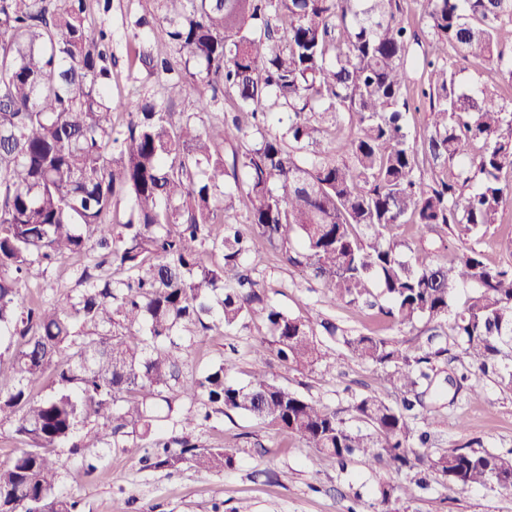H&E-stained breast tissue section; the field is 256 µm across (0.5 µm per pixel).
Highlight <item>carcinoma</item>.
I'll return each mask as SVG.
<instances>
[{
  "instance_id": "1",
  "label": "carcinoma",
  "mask_w": 512,
  "mask_h": 512,
  "mask_svg": "<svg viewBox=\"0 0 512 512\" xmlns=\"http://www.w3.org/2000/svg\"><path fill=\"white\" fill-rule=\"evenodd\" d=\"M158 2L159 12L129 22L130 68L164 78L155 98L112 95L111 0H0V337L14 343L0 369V425L27 443L0 468V512H80L78 500L56 494L66 467L57 448L147 438L157 400L184 428L213 412L244 414L341 464L361 456L412 474L380 486L376 512H391L425 471L459 495L511 493L512 450H433L418 427L436 419L425 396L448 348L435 334L417 351L322 324L382 371L391 402L369 393L331 409L272 381L270 350L295 370L328 353L312 319L267 300L252 257L258 238L325 281L334 303L377 304L401 326L444 322L469 371L511 385L512 264L492 267L472 247L450 263L431 252L408 258L386 234L410 222L442 241L471 237L512 200L500 182L512 169V52L498 42L512 0H425L432 39L421 55L399 0ZM158 26L181 54L178 69L146 41ZM450 49L458 62L490 64L509 89L460 90ZM417 73L430 128L420 140L405 123ZM191 83L197 111L171 112ZM224 104L221 119L204 120ZM279 112L288 123L267 128ZM346 118L349 138L323 148ZM476 140L483 150L468 159ZM453 162L451 180L422 176L427 163ZM123 200L130 208L118 220ZM239 202L251 235L233 220ZM63 258L85 259L75 294L34 298L29 288ZM461 286L471 295L458 308ZM247 321L268 333L252 347L248 384L228 381L229 361L180 378L182 343ZM48 370L57 388L34 401L29 387ZM235 456L160 434L145 461L212 471L232 468Z\"/></svg>"
}]
</instances>
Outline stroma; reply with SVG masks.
I'll list each match as a JSON object with an SVG mask.
<instances>
[{"label":"stroma","instance_id":"35a3bbf8","mask_svg":"<svg viewBox=\"0 0 512 512\" xmlns=\"http://www.w3.org/2000/svg\"><path fill=\"white\" fill-rule=\"evenodd\" d=\"M156 10V0H112L108 23L117 60L113 95L159 94L157 78L143 73L129 78L130 44L124 36L130 16ZM467 245L481 251L490 265L512 263V204L504 207L494 224L484 227L467 243H451L447 251L441 252V260H454ZM257 249L255 275L263 281L268 300L279 308L295 316L326 319L351 333L372 330L412 349L426 344L431 333L426 322L400 328L387 322L377 310L331 303L330 292L321 281L289 266L279 251L262 243ZM265 334L260 324L251 323L229 332L199 336L179 351L178 357L187 374L200 373L225 359L233 360L236 368L230 378L244 385L254 368L252 347ZM322 342L330 355L327 363L299 372L272 355L266 366L270 378L332 408L347 406L352 396L379 391L377 368L357 362L330 337H323ZM470 382L481 389L480 398H470L463 391L455 400L437 401L438 446L452 448L474 439L493 452L512 449V385L480 374L471 376ZM190 435L203 448L235 449V466L220 472L199 471L185 463L148 468L142 462L143 449L116 443L69 458L57 492L79 500L81 512H344L348 506L356 512H372L379 485L397 480L395 474L360 458L347 468H339L335 459L317 457L315 449L297 438L240 414H214ZM88 462L93 463V471H85ZM398 509L512 512V494L479 487L460 497L441 478L433 476L428 489H414L412 499L399 504Z\"/></svg>","mask_w":512,"mask_h":512}]
</instances>
